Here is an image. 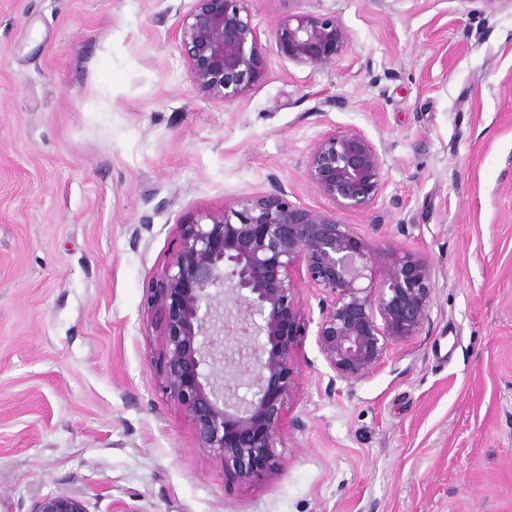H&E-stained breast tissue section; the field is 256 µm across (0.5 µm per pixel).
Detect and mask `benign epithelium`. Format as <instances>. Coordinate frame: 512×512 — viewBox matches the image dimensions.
<instances>
[{"label": "benign epithelium", "instance_id": "1", "mask_svg": "<svg viewBox=\"0 0 512 512\" xmlns=\"http://www.w3.org/2000/svg\"><path fill=\"white\" fill-rule=\"evenodd\" d=\"M246 2L194 0L179 30L194 84L224 104L263 76L260 36ZM273 37L282 57L312 66L335 63L350 39L332 16L294 15L280 21ZM305 177L339 209L365 211L382 191L383 160L362 130L334 129L310 149ZM375 260L376 250L350 225L292 204L282 188L177 225L149 303L161 336L158 369L199 447L237 479L264 480L281 466L276 448L306 319L302 284L320 296L317 344L343 380L361 378L427 320L430 269L400 257L376 282L368 275ZM221 366L248 379L251 398L238 396ZM35 512L87 509L80 498L60 492L40 499Z\"/></svg>", "mask_w": 512, "mask_h": 512}]
</instances>
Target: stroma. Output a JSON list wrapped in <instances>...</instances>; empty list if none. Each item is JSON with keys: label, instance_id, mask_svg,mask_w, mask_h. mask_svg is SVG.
Wrapping results in <instances>:
<instances>
[{"label": "stroma", "instance_id": "obj_1", "mask_svg": "<svg viewBox=\"0 0 512 512\" xmlns=\"http://www.w3.org/2000/svg\"><path fill=\"white\" fill-rule=\"evenodd\" d=\"M193 0H0V512H512V0H247L264 74L224 104L177 34ZM288 15L350 33L335 64L278 52ZM358 128L384 160L364 242L426 263L419 332L362 378L297 339L278 474L199 447L153 365L148 302L178 225L307 181ZM34 512H87V509L80 498L60 492L40 499Z\"/></svg>", "mask_w": 512, "mask_h": 512}]
</instances>
